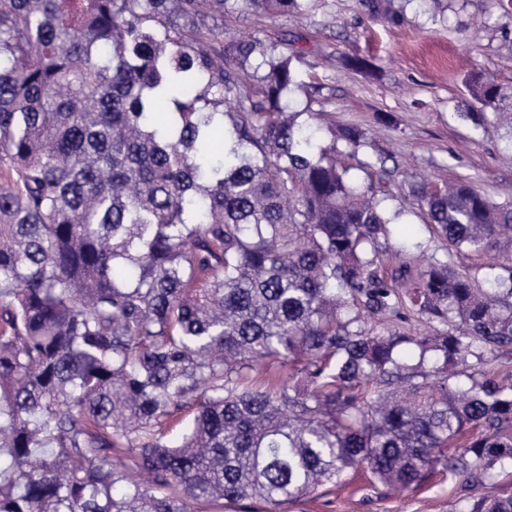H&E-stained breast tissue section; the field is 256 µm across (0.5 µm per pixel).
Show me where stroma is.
I'll return each instance as SVG.
<instances>
[{
    "label": "stroma",
    "instance_id": "stroma-1",
    "mask_svg": "<svg viewBox=\"0 0 512 512\" xmlns=\"http://www.w3.org/2000/svg\"><path fill=\"white\" fill-rule=\"evenodd\" d=\"M394 4L404 15L396 26L369 21L360 0H306L302 13L275 19L238 0L224 18V40L256 35L301 51L296 67L310 89L288 96L300 123H307L308 111H319L320 143L343 151L352 180L366 181L364 163L387 155L392 175L386 204L402 212L395 242L422 243L419 265L449 258L457 271L477 276L483 258L448 257L413 205L410 185L467 178L496 201L512 200V0L494 10L487 0H442L437 14L422 0ZM350 57L366 59L368 69H348ZM476 76L493 81L503 94L479 127L459 118L469 104L467 85ZM342 125L366 129L369 146L349 154L344 143H333L329 130ZM483 492L475 485L455 492L435 479L394 495L372 486L358 469L335 494L312 492L289 510L450 512L453 494Z\"/></svg>",
    "mask_w": 512,
    "mask_h": 512
}]
</instances>
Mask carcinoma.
<instances>
[{
	"mask_svg": "<svg viewBox=\"0 0 512 512\" xmlns=\"http://www.w3.org/2000/svg\"><path fill=\"white\" fill-rule=\"evenodd\" d=\"M229 2L0 0V512H279L361 466L512 512V377L489 369L512 347V258L480 285L390 265L386 158L352 181L284 103L307 87L292 56L201 23ZM468 93L479 127L501 90ZM412 196L450 256L512 234V202L466 180ZM271 361L289 372L257 378Z\"/></svg>",
	"mask_w": 512,
	"mask_h": 512,
	"instance_id": "cac0c4a2",
	"label": "carcinoma"
}]
</instances>
